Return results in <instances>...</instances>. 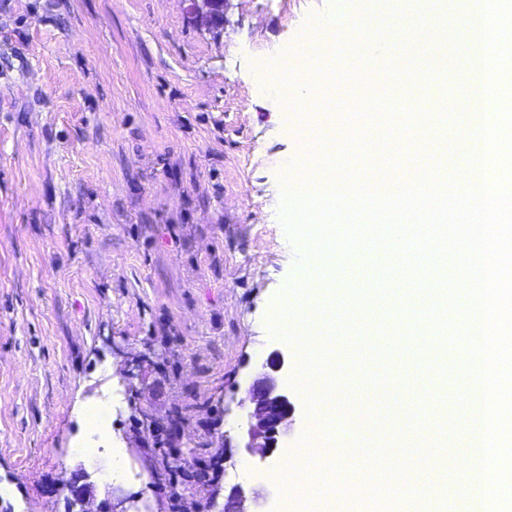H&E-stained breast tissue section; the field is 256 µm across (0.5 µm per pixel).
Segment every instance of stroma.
I'll list each match as a JSON object with an SVG mask.
<instances>
[{
  "instance_id": "35a3bbf8",
  "label": "stroma",
  "mask_w": 512,
  "mask_h": 512,
  "mask_svg": "<svg viewBox=\"0 0 512 512\" xmlns=\"http://www.w3.org/2000/svg\"><path fill=\"white\" fill-rule=\"evenodd\" d=\"M435 35L448 62L379 76L352 61V45L305 58L311 34L358 28L389 0H230L227 22L206 24L186 0H0V512H66L71 483L90 486L87 512L107 496L136 512H224L235 485L259 494V512H310L308 483L332 477L328 499L345 512L344 473L375 477L378 455L400 443L388 409L373 414L377 440L362 457L328 459L303 483H270L303 449L330 439L359 446L343 413L322 419L309 396L272 453L238 442L251 406L244 393L268 355L293 347L272 335L274 301L300 280L279 193L301 167L302 97L335 104L330 119L384 96L420 95L431 126L360 118L371 154L466 179L470 17L447 0ZM336 287L363 339L385 336L395 400L423 417L428 435L462 442L471 368L465 347L421 314L424 281L372 276L358 251ZM447 360L431 373L425 339ZM434 393L421 401L420 388ZM109 407L95 436L83 410ZM121 459L113 469V459ZM189 462L175 467L176 459Z\"/></svg>"
}]
</instances>
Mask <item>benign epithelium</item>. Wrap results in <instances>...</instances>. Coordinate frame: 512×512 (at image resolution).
I'll return each instance as SVG.
<instances>
[{
  "mask_svg": "<svg viewBox=\"0 0 512 512\" xmlns=\"http://www.w3.org/2000/svg\"><path fill=\"white\" fill-rule=\"evenodd\" d=\"M192 11L211 25H222L226 21L225 10L229 0H189ZM286 356L280 350L273 351L263 365V372L247 390L252 405V423L248 430L245 448H256L255 440L263 439L261 448L277 447L279 438L288 432V421L294 414L295 406L283 384ZM257 500L248 496L240 486L231 488L225 503V512H247L244 503Z\"/></svg>",
  "mask_w": 512,
  "mask_h": 512,
  "instance_id": "1",
  "label": "benign epithelium"
}]
</instances>
